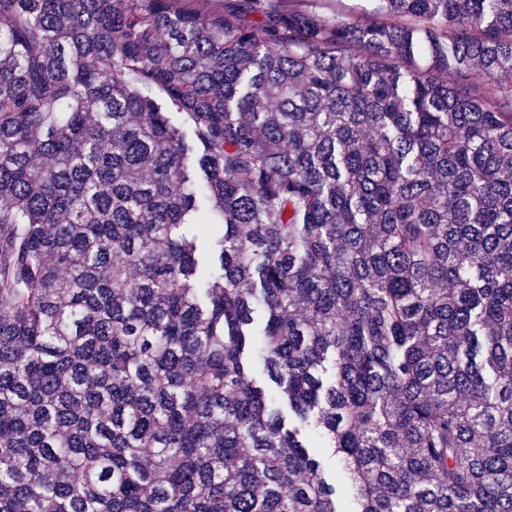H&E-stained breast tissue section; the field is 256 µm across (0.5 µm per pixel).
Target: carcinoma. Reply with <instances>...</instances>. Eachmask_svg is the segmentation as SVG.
Instances as JSON below:
<instances>
[{
    "label": "carcinoma",
    "instance_id": "1",
    "mask_svg": "<svg viewBox=\"0 0 512 512\" xmlns=\"http://www.w3.org/2000/svg\"><path fill=\"white\" fill-rule=\"evenodd\" d=\"M314 2L0 0V512H512V0ZM197 7L203 11H233L239 12L241 23L253 28L260 35L264 24V17L260 13L246 12L242 10L240 0H203L195 2ZM373 8V2L369 0H319L318 2V11L327 17L340 16L362 23H370L378 19Z\"/></svg>",
    "mask_w": 512,
    "mask_h": 512
}]
</instances>
